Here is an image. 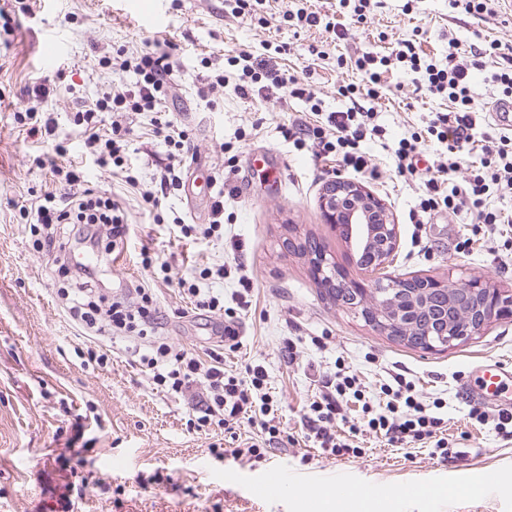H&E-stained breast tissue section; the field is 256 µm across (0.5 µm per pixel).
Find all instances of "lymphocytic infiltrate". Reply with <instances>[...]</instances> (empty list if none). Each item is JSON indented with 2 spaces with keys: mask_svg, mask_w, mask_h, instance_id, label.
<instances>
[{
  "mask_svg": "<svg viewBox=\"0 0 512 512\" xmlns=\"http://www.w3.org/2000/svg\"><path fill=\"white\" fill-rule=\"evenodd\" d=\"M224 60L237 73L235 90L241 98L251 97L255 85L266 80L278 89L291 88L293 95L309 101L315 120L294 121L285 133L286 138L292 139L294 146L310 148L316 158L334 161L356 173L373 167L370 154L362 148L363 142L370 137H383L385 130L375 124L372 112L355 103L354 97L361 93L376 96L383 67L391 62L399 64L415 74L417 82L431 93L446 95L455 106L453 114L437 113L426 135L401 138L392 151L396 172L418 178L425 188L412 211L414 223H423L427 214L440 208L456 213L460 202L468 200L478 223L493 229L501 224L500 211L489 207L487 199L499 188H512V134L500 133L490 144L477 146L472 74L467 61L457 53H449L447 67L441 68L420 57L413 41L404 39L398 42L392 58L362 56L355 66L363 72L365 85L350 83L338 89L340 95L353 99V106L328 112L324 117L318 114L314 92L290 87L288 77L278 74L269 59L241 51L225 55ZM99 66L110 72L133 74L135 81L132 87L103 94L93 107L75 113L74 123L80 127L94 162L111 173L122 174L128 186L138 188V178L124 171L122 150L128 129L120 116L126 112H148L155 133L162 137L168 153L167 162L157 175L159 191H143L142 197L149 202L156 193L181 190V166L188 137L185 132L175 131L173 121L161 115L173 69L169 54L147 51L130 55L120 51L101 57ZM429 136L446 145L449 155L432 167L421 169L416 158ZM56 153V159L50 162V173L60 184V192H45L37 207H23L19 213L32 221L30 231L35 237V248L48 252L58 275L70 281L69 288L61 293L69 316L98 335L108 331L115 335L134 333L143 338L148 332L158 331L163 326L162 315L151 290L138 285L128 294L108 295L99 286L102 275L99 266L71 263L70 254L78 249L111 255L126 243L131 228L121 200L85 188L81 168L65 162V148L57 147ZM463 153L470 154L472 160L467 179L460 183L456 180L457 157ZM223 276V267H206L196 279H179L178 287L196 310L217 314L224 309V297L204 288L203 283ZM139 359L152 370L155 384L169 386L173 392L183 393L195 384L203 385L200 426L210 425L216 418L229 430L245 420L258 425L270 441H277L280 436V421L267 390L268 374L262 366L248 367L242 378L229 376L224 372L220 355L214 353L205 360L160 339L151 341ZM383 392L388 398L386 406L383 411L374 412L363 401L364 393L357 377L338 370L334 377L323 382L318 400L309 405L311 416L306 420V427L310 438L329 454L347 453L350 446L339 439L336 420L342 417L344 404L351 397L360 401V422L370 431L384 435L393 443L431 439L436 449H444L443 440L436 437L440 418L427 413L411 386L396 389L387 386Z\"/></svg>",
  "mask_w": 512,
  "mask_h": 512,
  "instance_id": "1",
  "label": "lymphocytic infiltrate"
}]
</instances>
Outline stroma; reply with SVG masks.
Listing matches in <instances>:
<instances>
[{
    "instance_id": "obj_1",
    "label": "stroma",
    "mask_w": 512,
    "mask_h": 512,
    "mask_svg": "<svg viewBox=\"0 0 512 512\" xmlns=\"http://www.w3.org/2000/svg\"><path fill=\"white\" fill-rule=\"evenodd\" d=\"M223 3L166 0L164 22L157 25L150 20L153 0H0L11 16L9 29L0 28V512H308L310 495L336 477L358 494L448 486L463 471L476 482L491 480V488L479 496L454 493L438 503L417 497L407 512H512V436L497 435L472 416L476 409L496 415L495 407L464 401L458 393L460 379L482 363L512 367V321L494 322L455 349L427 353L372 330L330 301L307 259L285 246L295 235L314 238L348 279L363 277L319 206L323 187L341 175V167L316 160L284 136L308 104L286 89L240 98L232 73L222 91L200 93L208 76L223 69L225 53L259 55L265 44L283 43L288 51L274 56L277 68L312 88L323 111L343 110L351 102L338 94L339 85L363 79L355 60L367 53L391 55L398 40H415L419 53L442 67L454 47L512 43V0H499L495 14L483 17L448 0H371L362 19L338 0H265L256 14L239 16L224 11ZM300 7L318 12L322 25L288 22L287 11ZM50 31L63 34L67 52L48 67L39 44ZM117 49L169 52L172 88L164 109L190 137L184 167L201 163L225 192L224 237L209 242L169 234L177 216L188 224L208 223L210 204L192 214L178 192L153 205L110 172L86 164V187L124 197L133 226L103 280L116 293L137 284L152 288L174 347L200 356L221 352L226 372L239 377L250 365L266 369L286 438L264 448L261 458L216 457L212 444L231 450L259 435V428L244 423L232 433L215 425L196 430L191 399L154 384L140 364L134 353L140 338L94 335L69 318L59 296L65 283L34 249L19 215L20 206L54 190L49 169L38 161L54 157L56 145L65 146L69 160L84 162L73 123L81 103L132 82V75H110L98 66L99 57ZM37 84L49 90L48 108L57 122L51 139L29 136L13 120L15 111L29 106L28 91ZM363 105L387 131L385 140L366 143L376 176L357 181L384 201L400 226L390 274L480 278L512 291V260L495 261L487 248L492 240L512 253V230L491 235L475 223L467 204L454 215L432 213L418 228L409 219L424 186L397 175L387 146L426 133L436 113L453 112V104L392 65L377 96ZM126 124V163L143 188H154L166 148L149 115H128ZM145 250L168 264L171 282L153 279L142 266ZM218 264L227 270L225 314L202 319L176 280ZM242 273L253 282L246 309L236 305ZM228 324L239 332L233 347L222 339ZM287 344L290 363L283 357ZM90 347L107 355L106 364L87 358ZM341 366L357 375L371 405L385 403L380 388L397 376L424 402L441 400L437 414L444 419L440 436L448 443L447 457L369 431L354 438L356 455H330L308 441L303 415L318 399L322 380ZM272 468L283 478L280 494L252 497L250 486Z\"/></svg>"
}]
</instances>
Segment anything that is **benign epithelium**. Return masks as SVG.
<instances>
[{
	"mask_svg": "<svg viewBox=\"0 0 512 512\" xmlns=\"http://www.w3.org/2000/svg\"><path fill=\"white\" fill-rule=\"evenodd\" d=\"M320 209L325 223L347 237L349 260L365 271V279L346 280L343 267L321 247L306 251L301 239L288 240V246L306 251L316 281L325 288L343 289V307L373 330L409 342L430 298L441 291L448 303L436 307L426 327L427 352L452 349L481 335L491 323L512 319V294L485 281L469 280L462 288H452L448 281L427 276L387 274L399 247L400 225L364 186L344 178L327 182Z\"/></svg>",
	"mask_w": 512,
	"mask_h": 512,
	"instance_id": "1",
	"label": "benign epithelium"
}]
</instances>
